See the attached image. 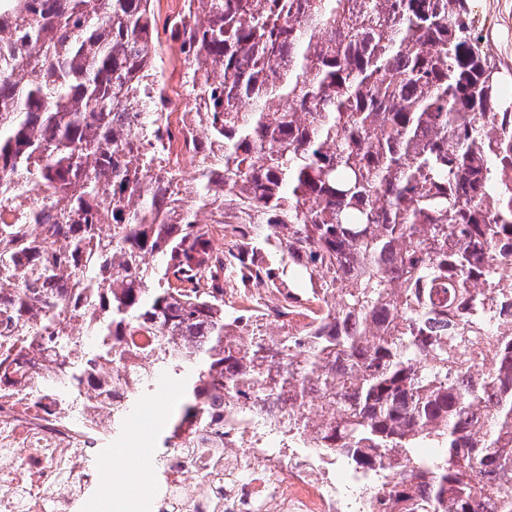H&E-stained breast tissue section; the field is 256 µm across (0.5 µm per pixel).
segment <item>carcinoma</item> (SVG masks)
Here are the masks:
<instances>
[{"mask_svg": "<svg viewBox=\"0 0 512 512\" xmlns=\"http://www.w3.org/2000/svg\"><path fill=\"white\" fill-rule=\"evenodd\" d=\"M12 2L0 289H18L20 335L74 355L60 385L147 358L191 381L172 433L278 409L296 447L366 478L398 461L376 512L496 508L512 479V103L465 0H190L169 23L204 103L184 184L155 156L152 0ZM23 225L56 248H15ZM232 273L321 314L241 346Z\"/></svg>", "mask_w": 512, "mask_h": 512, "instance_id": "cac0c4a2", "label": "carcinoma"}]
</instances>
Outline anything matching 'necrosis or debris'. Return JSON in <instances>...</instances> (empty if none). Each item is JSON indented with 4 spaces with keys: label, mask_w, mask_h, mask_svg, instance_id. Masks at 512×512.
<instances>
[{
    "label": "necrosis or debris",
    "mask_w": 512,
    "mask_h": 512,
    "mask_svg": "<svg viewBox=\"0 0 512 512\" xmlns=\"http://www.w3.org/2000/svg\"><path fill=\"white\" fill-rule=\"evenodd\" d=\"M195 105L168 89L158 94L168 127L157 145L160 163L188 179L193 159L185 114ZM224 301L250 310L260 323L276 313L288 326L298 324L265 288H228ZM56 360L50 344H33L19 357L12 382L0 383V512H82L88 494L109 490L92 458L112 446L113 416L148 365L135 359L107 365L99 388L76 401L62 388L32 393L34 367ZM207 437V448L186 447L175 437L152 455L147 512H370L365 500L346 496L332 458L308 457L290 443L279 414L254 420L234 413Z\"/></svg>",
    "instance_id": "1"
}]
</instances>
